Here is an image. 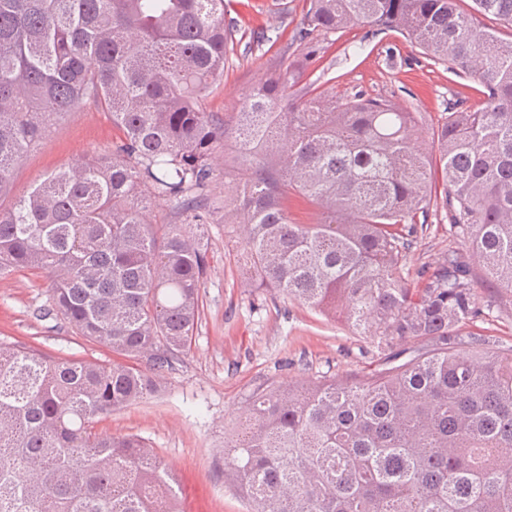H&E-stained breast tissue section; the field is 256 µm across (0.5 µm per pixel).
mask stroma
<instances>
[{"label": "stroma", "instance_id": "obj_1", "mask_svg": "<svg viewBox=\"0 0 512 512\" xmlns=\"http://www.w3.org/2000/svg\"><path fill=\"white\" fill-rule=\"evenodd\" d=\"M307 10L305 0H229L228 15L240 35L271 41L252 50L237 48L224 76L206 92V108L220 114L240 111L244 93L278 71L281 56L297 49L294 40ZM309 59L302 84L328 94L362 91L382 95L418 112L426 136H433L454 101L477 104L481 87L456 77L425 58L400 34H378L359 26L326 37ZM110 116L92 107L64 115L46 139L26 154L14 173L13 195L25 193L45 174L73 159L111 147ZM236 146L225 140L215 158L211 197L218 212L203 225L208 268L200 290V319L193 344L146 398L96 423L99 431L134 434L156 448L178 477L183 512H246L247 502L224 482V434L232 430L251 394L270 384H298L320 376L349 377L371 367L377 352L368 339L352 335L332 318L261 292L238 269V227L232 213L225 168L233 167ZM447 221L433 220L407 259L415 283L425 266L448 248L467 252ZM49 277L16 272L0 278V339L21 342L54 357L108 360L112 352L77 335L56 318L39 317L47 301Z\"/></svg>", "mask_w": 512, "mask_h": 512}]
</instances>
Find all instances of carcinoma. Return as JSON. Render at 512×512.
<instances>
[{"instance_id": "obj_1", "label": "carcinoma", "mask_w": 512, "mask_h": 512, "mask_svg": "<svg viewBox=\"0 0 512 512\" xmlns=\"http://www.w3.org/2000/svg\"><path fill=\"white\" fill-rule=\"evenodd\" d=\"M309 0L296 40L397 32L483 86L433 137L419 113L326 95L297 59L206 110L237 24L224 0H0V196L64 114H109L112 149L80 157L0 208V275L51 278L42 317L112 350L63 359L0 340V512H180L176 475L96 418L143 399L190 352L212 217L213 158L231 137L242 275L377 343L359 377L253 393L224 436V480L249 512H512V349L476 325L494 308L448 250L412 286L407 257L445 212L488 281L512 293V0ZM320 214L295 224L286 203ZM181 223L151 224L158 201Z\"/></svg>"}]
</instances>
